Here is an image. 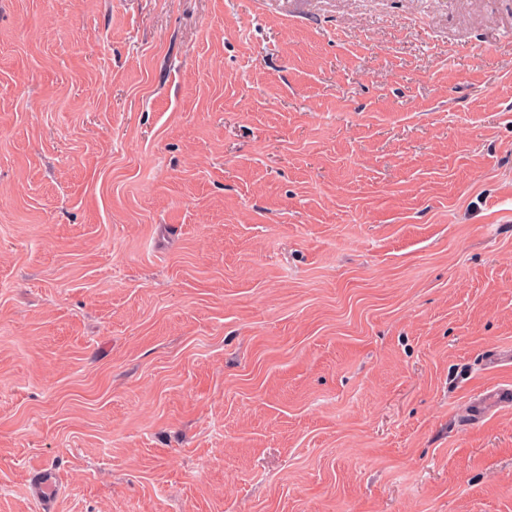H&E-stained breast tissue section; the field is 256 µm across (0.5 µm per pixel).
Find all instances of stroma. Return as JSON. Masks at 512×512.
Segmentation results:
<instances>
[{
    "instance_id": "stroma-1",
    "label": "stroma",
    "mask_w": 512,
    "mask_h": 512,
    "mask_svg": "<svg viewBox=\"0 0 512 512\" xmlns=\"http://www.w3.org/2000/svg\"><path fill=\"white\" fill-rule=\"evenodd\" d=\"M508 386L512 0H0V512H512Z\"/></svg>"
}]
</instances>
